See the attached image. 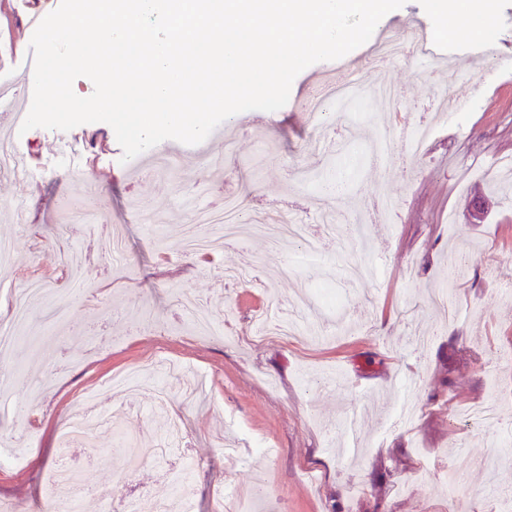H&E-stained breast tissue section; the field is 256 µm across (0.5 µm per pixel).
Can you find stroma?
Returning a JSON list of instances; mask_svg holds the SVG:
<instances>
[{"instance_id": "obj_1", "label": "stroma", "mask_w": 512, "mask_h": 512, "mask_svg": "<svg viewBox=\"0 0 512 512\" xmlns=\"http://www.w3.org/2000/svg\"><path fill=\"white\" fill-rule=\"evenodd\" d=\"M498 47L482 64V43L455 41L429 0H406L378 31L411 37L425 29L434 57L411 55L377 70L362 45L315 63L294 80L288 103L223 123V136L195 146L161 142L123 161L112 127L77 126L91 146L58 155L64 133L20 136L37 175L28 187L0 178V239L15 242L0 275V321L11 289L51 280L0 372V444L26 455L0 465V504L44 512L72 498L59 466L84 476L77 512L135 499L156 512L175 490L197 512L224 493L265 486L260 512H500L512 490V0H494ZM23 0L0 16V87L23 85L33 30ZM359 77L356 94L319 125L309 107L322 91ZM485 78L484 93L471 84ZM400 92L399 107L375 95ZM424 125L412 158L397 143ZM394 142L374 158L379 137ZM172 162L150 170L158 150ZM194 189L182 202L183 184ZM95 198L124 237L112 261L101 227L63 220L59 201ZM488 204L471 224L472 199ZM393 211L375 208L379 198ZM233 200L265 231L233 240L214 234L202 255L180 250L191 206L218 219ZM304 225L324 249L322 265L285 272L296 243L276 246L282 224ZM462 264L448 320L431 297L449 260ZM141 367L165 380L167 405L113 395L115 372ZM495 400L496 429L465 422L466 407ZM95 402L107 416L87 443L63 425ZM412 407L411 424L396 425ZM269 455L258 454V447ZM461 476L450 502L446 466Z\"/></svg>"}]
</instances>
